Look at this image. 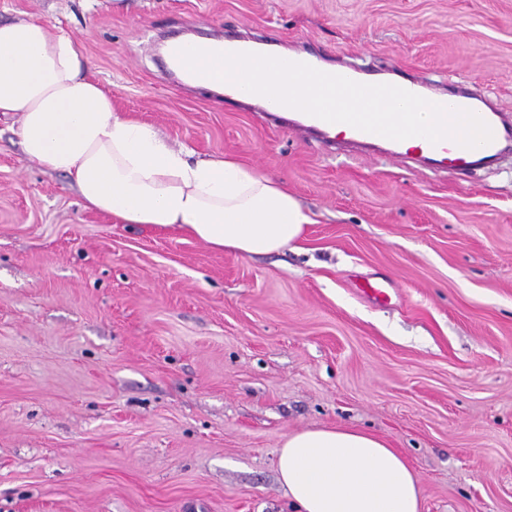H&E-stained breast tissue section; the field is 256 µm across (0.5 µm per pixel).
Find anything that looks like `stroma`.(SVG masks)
<instances>
[{
  "instance_id": "1",
  "label": "stroma",
  "mask_w": 512,
  "mask_h": 512,
  "mask_svg": "<svg viewBox=\"0 0 512 512\" xmlns=\"http://www.w3.org/2000/svg\"><path fill=\"white\" fill-rule=\"evenodd\" d=\"M30 17L83 35L117 111L285 182L314 222L253 257L118 223L0 113V512H295L278 449L324 427L402 453L423 512H512V153L431 172L326 149L157 60L173 31L265 38L512 115V0H0Z\"/></svg>"
}]
</instances>
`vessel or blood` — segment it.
I'll list each match as a JSON object with an SVG mask.
<instances>
[{
  "label": "vessel or blood",
  "instance_id": "b4317fda",
  "mask_svg": "<svg viewBox=\"0 0 512 512\" xmlns=\"http://www.w3.org/2000/svg\"><path fill=\"white\" fill-rule=\"evenodd\" d=\"M445 105L449 108L471 111L480 117L490 126L493 133L492 141L476 148H465L449 139L434 144L420 137L417 138L415 146L409 148L404 141L362 131L346 123L338 127L301 111L296 112L290 124L295 131L324 145L331 144L336 138L341 137L351 144L385 156L398 158L408 153L415 155L425 168L443 166L464 169L478 159L495 158L502 142L512 139V125L504 123L499 113L484 100L459 91L452 98L446 99Z\"/></svg>",
  "mask_w": 512,
  "mask_h": 512
}]
</instances>
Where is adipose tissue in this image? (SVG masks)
<instances>
[{
	"mask_svg": "<svg viewBox=\"0 0 512 512\" xmlns=\"http://www.w3.org/2000/svg\"><path fill=\"white\" fill-rule=\"evenodd\" d=\"M88 70L75 33L34 18L0 23V112L19 113L26 157L68 177L85 207L241 256L303 238L312 216L285 183L230 155L198 159L173 148L155 127L116 112ZM277 469L298 512L422 509L407 460L362 430L290 433Z\"/></svg>",
	"mask_w": 512,
	"mask_h": 512,
	"instance_id": "obj_1",
	"label": "adipose tissue"
}]
</instances>
